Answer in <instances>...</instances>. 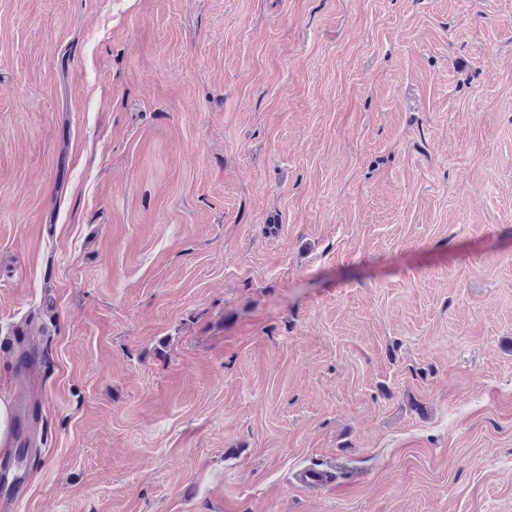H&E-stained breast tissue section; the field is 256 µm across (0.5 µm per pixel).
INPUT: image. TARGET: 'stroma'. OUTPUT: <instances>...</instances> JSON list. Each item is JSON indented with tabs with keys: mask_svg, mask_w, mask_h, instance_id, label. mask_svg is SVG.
<instances>
[{
	"mask_svg": "<svg viewBox=\"0 0 512 512\" xmlns=\"http://www.w3.org/2000/svg\"><path fill=\"white\" fill-rule=\"evenodd\" d=\"M34 329L13 512H512V0H0ZM335 475L332 468L326 469H304L300 470L296 476V482L302 488L316 491L322 486L330 483Z\"/></svg>",
	"mask_w": 512,
	"mask_h": 512,
	"instance_id": "35a3bbf8",
	"label": "stroma"
}]
</instances>
